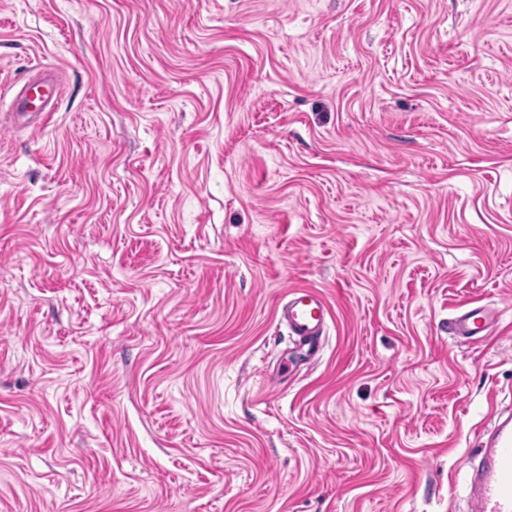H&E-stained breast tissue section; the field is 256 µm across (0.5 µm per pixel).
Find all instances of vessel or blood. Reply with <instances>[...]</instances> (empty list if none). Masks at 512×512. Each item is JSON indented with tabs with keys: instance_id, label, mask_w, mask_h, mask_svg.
Returning <instances> with one entry per match:
<instances>
[{
	"instance_id": "1",
	"label": "vessel or blood",
	"mask_w": 512,
	"mask_h": 512,
	"mask_svg": "<svg viewBox=\"0 0 512 512\" xmlns=\"http://www.w3.org/2000/svg\"><path fill=\"white\" fill-rule=\"evenodd\" d=\"M278 316L289 335L305 347L307 357H316L328 319L323 297L310 288L291 289L278 308ZM496 319L495 310L463 305L449 318L448 334L479 342L490 336ZM477 455L478 465L465 478L467 512H512V421H496L485 432Z\"/></svg>"
}]
</instances>
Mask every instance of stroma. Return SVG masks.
<instances>
[{
	"instance_id": "stroma-1",
	"label": "stroma",
	"mask_w": 512,
	"mask_h": 512,
	"mask_svg": "<svg viewBox=\"0 0 512 512\" xmlns=\"http://www.w3.org/2000/svg\"><path fill=\"white\" fill-rule=\"evenodd\" d=\"M0 100V512H462L512 407V0H0ZM281 324L288 328L290 336H296L306 356L316 357L321 349L320 338L327 326L328 309L323 297L310 288H294L288 291L278 308ZM497 319L493 309L485 307L460 306L448 320V335L472 341H483L490 336Z\"/></svg>"
}]
</instances>
